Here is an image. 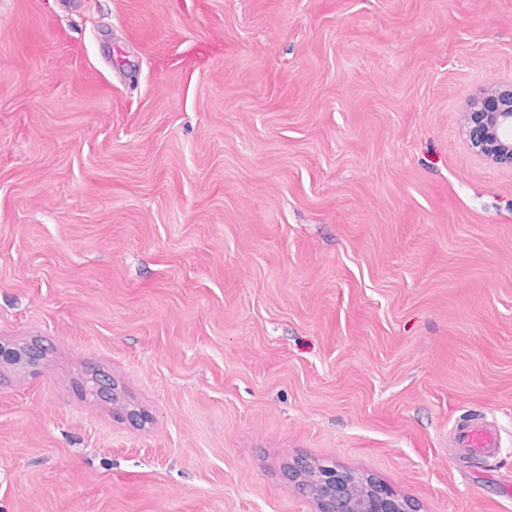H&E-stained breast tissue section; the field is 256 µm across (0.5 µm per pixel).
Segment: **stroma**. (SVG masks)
I'll return each instance as SVG.
<instances>
[{
    "label": "stroma",
    "mask_w": 512,
    "mask_h": 512,
    "mask_svg": "<svg viewBox=\"0 0 512 512\" xmlns=\"http://www.w3.org/2000/svg\"><path fill=\"white\" fill-rule=\"evenodd\" d=\"M494 84L512 0H0V512H317L299 458L512 512ZM494 85L475 96L464 112L468 148L501 167L512 168V88ZM448 446L461 457H494L499 454L500 437L494 427L467 416L454 425Z\"/></svg>",
    "instance_id": "stroma-1"
}]
</instances>
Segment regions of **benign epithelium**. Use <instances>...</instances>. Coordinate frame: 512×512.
Returning a JSON list of instances; mask_svg holds the SVG:
<instances>
[{"mask_svg":"<svg viewBox=\"0 0 512 512\" xmlns=\"http://www.w3.org/2000/svg\"><path fill=\"white\" fill-rule=\"evenodd\" d=\"M468 148L498 166L512 168V88L491 86L464 113ZM298 488L311 483L318 512H412L407 498L391 486L354 470L300 459L289 471Z\"/></svg>","mask_w":512,"mask_h":512,"instance_id":"1","label":"benign epithelium"}]
</instances>
